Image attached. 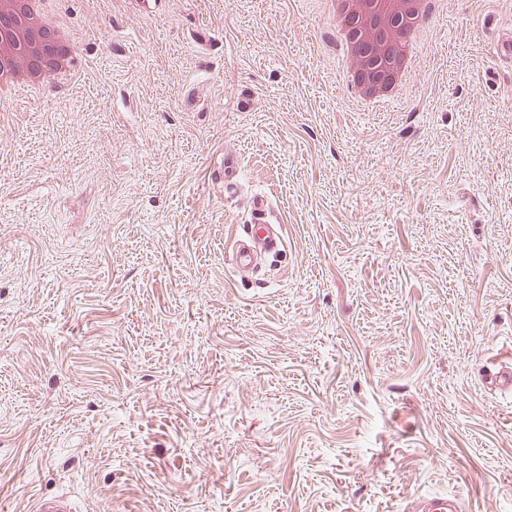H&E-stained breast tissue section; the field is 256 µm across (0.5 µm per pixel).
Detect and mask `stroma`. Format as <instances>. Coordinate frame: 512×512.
Wrapping results in <instances>:
<instances>
[{"label": "stroma", "instance_id": "stroma-1", "mask_svg": "<svg viewBox=\"0 0 512 512\" xmlns=\"http://www.w3.org/2000/svg\"><path fill=\"white\" fill-rule=\"evenodd\" d=\"M50 8L73 71L0 101V512H512V0H438L375 105L319 0ZM269 205L266 195H256L253 201V219L243 237L236 232L232 238V244L236 249L233 254L234 264L237 268L251 267L257 259V249L267 251H279L282 241L274 235L265 218V211ZM470 495L460 492L453 496L411 495L406 498L405 512H464L470 510Z\"/></svg>", "mask_w": 512, "mask_h": 512}]
</instances>
